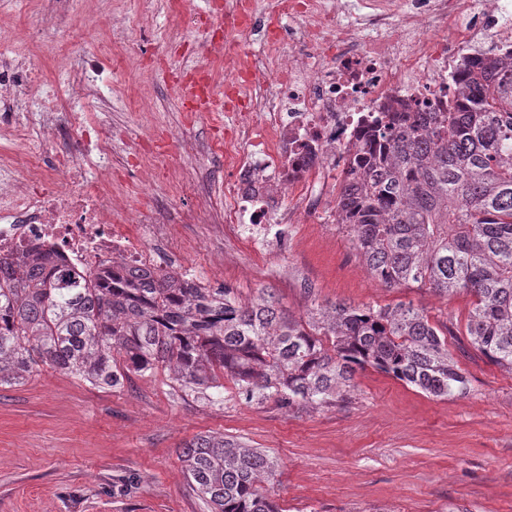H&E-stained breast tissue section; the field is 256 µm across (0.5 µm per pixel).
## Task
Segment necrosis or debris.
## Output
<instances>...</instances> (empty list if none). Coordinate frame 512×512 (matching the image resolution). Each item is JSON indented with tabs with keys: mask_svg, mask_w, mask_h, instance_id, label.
<instances>
[{
	"mask_svg": "<svg viewBox=\"0 0 512 512\" xmlns=\"http://www.w3.org/2000/svg\"><path fill=\"white\" fill-rule=\"evenodd\" d=\"M292 21L299 50L273 54L280 24ZM256 26L249 0H225L224 38L214 53L235 67L237 79L216 95L196 76L190 112L211 114L218 97L243 100L231 116L224 156L233 177L224 186L219 234L244 237L273 253L280 224L296 223L327 207L323 177L346 165L362 129L383 112H431L448 104L464 56L497 57L512 49V0H273L261 46L247 37ZM12 28L0 26V113L11 147L0 149V254L47 244L67 269L94 272L121 262L158 267L156 250L134 235L121 190L112 183V139L85 108L112 84V63L101 48L57 45L61 92L12 47ZM49 131L57 152L19 155L15 148ZM294 209L281 206L283 190Z\"/></svg>",
	"mask_w": 512,
	"mask_h": 512,
	"instance_id": "necrosis-or-debris-1",
	"label": "necrosis or debris"
}]
</instances>
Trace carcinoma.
Returning <instances> with one entry per match:
<instances>
[{
    "label": "carcinoma",
    "instance_id": "obj_1",
    "mask_svg": "<svg viewBox=\"0 0 512 512\" xmlns=\"http://www.w3.org/2000/svg\"><path fill=\"white\" fill-rule=\"evenodd\" d=\"M448 110L375 120L338 177L336 228L386 288L473 296L465 335L512 372V50L476 63ZM54 248L0 256V386L48 365L100 388L162 366L184 392L288 407L344 400L367 366L429 397L466 394L447 324L410 304L316 305L296 317L265 290L247 304L163 268L60 272ZM211 512H279L268 454L205 435L181 455Z\"/></svg>",
    "mask_w": 512,
    "mask_h": 512
}]
</instances>
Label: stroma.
I'll return each mask as SVG.
<instances>
[{
  "mask_svg": "<svg viewBox=\"0 0 512 512\" xmlns=\"http://www.w3.org/2000/svg\"><path fill=\"white\" fill-rule=\"evenodd\" d=\"M47 2L24 0L0 19L16 28V46L31 66L53 82L50 60L31 45ZM66 10L98 40L142 50L139 68L116 71L107 97L91 106L114 133V175H122L134 145L146 152L164 138L180 154L175 138L186 114L172 78L199 65L217 84L232 78L210 53L205 29L184 30L167 0H70ZM191 137L198 150L173 182L145 189L137 177L127 180L129 208L146 212L162 199L165 219L186 236L172 270L231 288L242 303L269 289L297 317L314 301L413 304L431 322H452L450 348L469 375V393L432 398L369 367L356 373L346 400L288 409L246 402L229 380L223 401L188 395L163 368L108 390L42 365L24 385L0 387V512H208L181 460L200 435L272 457L268 493L282 512H512V373L468 344L472 296L382 287L335 225L312 218L289 225L275 254L187 223L190 213L223 204L218 184L232 176L214 120L196 121ZM220 252L228 259L216 271L210 256Z\"/></svg>",
  "mask_w": 512,
  "mask_h": 512,
  "instance_id": "obj_1",
  "label": "stroma"
}]
</instances>
